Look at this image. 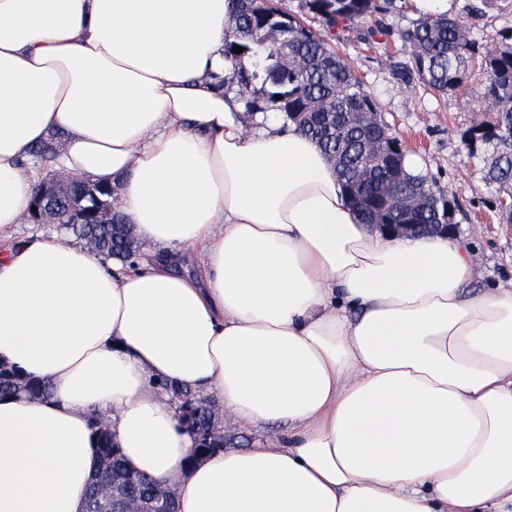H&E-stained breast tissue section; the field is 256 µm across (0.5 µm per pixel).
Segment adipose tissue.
Returning <instances> with one entry per match:
<instances>
[{"label":"adipose tissue","mask_w":512,"mask_h":512,"mask_svg":"<svg viewBox=\"0 0 512 512\" xmlns=\"http://www.w3.org/2000/svg\"><path fill=\"white\" fill-rule=\"evenodd\" d=\"M233 7L0 0V237L58 132L141 243L0 257V362L49 387L0 399V512H85L96 416L177 512H512V289L471 292L464 239L372 229L296 125L243 122ZM161 380L280 436L194 457Z\"/></svg>","instance_id":"ef3b65f1"}]
</instances>
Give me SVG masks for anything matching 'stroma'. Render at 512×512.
Returning <instances> with one entry per match:
<instances>
[{"mask_svg": "<svg viewBox=\"0 0 512 512\" xmlns=\"http://www.w3.org/2000/svg\"><path fill=\"white\" fill-rule=\"evenodd\" d=\"M413 20L405 0H392L385 15L393 32L388 49L381 51L351 39L343 50L355 75L376 100L383 121L403 140L408 153L421 159L425 175L454 204L457 235L468 241L479 271L474 289L496 284L512 288V224L502 220L499 207L504 193L482 180L480 161L463 147L479 115L476 98L481 78L471 75L463 91L444 97L421 84L396 80L391 63L407 55L399 34Z\"/></svg>", "mask_w": 512, "mask_h": 512, "instance_id": "obj_1", "label": "stroma"}]
</instances>
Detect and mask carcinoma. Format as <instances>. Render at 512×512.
Instances as JSON below:
<instances>
[{
    "label": "carcinoma",
    "instance_id": "obj_1",
    "mask_svg": "<svg viewBox=\"0 0 512 512\" xmlns=\"http://www.w3.org/2000/svg\"><path fill=\"white\" fill-rule=\"evenodd\" d=\"M390 0H301V9L326 26L329 37L314 31L299 13L284 12L272 0H236V9L225 36L224 56L231 65L224 85L234 84L252 112H272L292 122L310 136L333 161L350 200L369 224H453L455 209L425 176L407 172V152L386 124L363 127L348 121L351 113L375 112L377 104L342 53L340 44L353 33L366 43L387 45L392 32L384 21ZM501 10L499 0H467L466 17L418 19L400 37L408 46L405 59L392 64L395 78L421 83L440 95L461 90L474 68L488 77L487 96L496 103L486 127L472 128L463 146L483 162L482 179L499 186L512 185V30L500 32L501 45L483 47L473 37L465 18L493 22ZM276 30L279 41L267 39ZM240 46L243 51L236 52ZM51 136L32 150V156L55 172L57 140ZM380 153H365L368 142ZM117 188L97 182L66 181L60 192L54 221L65 225L106 259L128 261L139 251L129 225L122 223L114 200ZM100 204L112 218L110 224H73L68 209ZM18 380L0 364V398L14 394ZM166 394L185 402L180 415L194 433L202 434L205 454L224 447L222 422L212 402L188 387L161 382ZM100 437L97 478L118 475L125 487L150 498L166 489L146 475L125 467L112 444L110 432L97 427Z\"/></svg>",
    "mask_w": 512,
    "mask_h": 512
}]
</instances>
